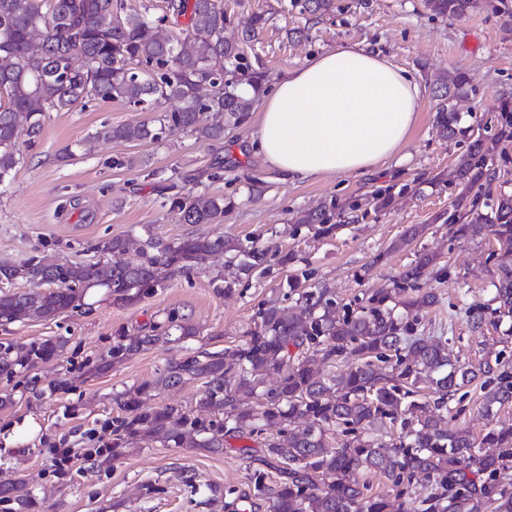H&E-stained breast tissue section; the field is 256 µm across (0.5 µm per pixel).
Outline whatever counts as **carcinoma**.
I'll list each match as a JSON object with an SVG mask.
<instances>
[{"mask_svg": "<svg viewBox=\"0 0 512 512\" xmlns=\"http://www.w3.org/2000/svg\"><path fill=\"white\" fill-rule=\"evenodd\" d=\"M305 15H325L334 0H290ZM440 17L461 19L482 0H426ZM114 0H0V182L24 161L21 145L34 144L47 112L78 103L120 100L156 117L151 122L111 126L106 140L161 142L178 133L217 139L221 118H246L263 91L265 73L253 68L243 44L256 39L265 17L256 14L241 37L225 31L233 24L222 0H167L163 13H121ZM188 18L175 30V21ZM460 72L444 83L436 108L439 132L466 136L458 125L453 98L465 92ZM512 134V111L503 108L501 127L493 137L469 144L468 158L448 173V185L467 193L491 181L488 162L499 141ZM232 207L206 193L178 202L185 224H222ZM458 225L465 240L495 238L493 295L469 308L475 331L487 318L512 337V195H501ZM336 203L303 214L299 224H317L332 233ZM152 253L134 265L98 261L73 265L53 255H33L20 263H0V319H50L75 309L83 294L106 288L131 302L146 288L188 272L215 254L233 253L238 267L251 274L265 253L238 240L206 236L178 241L152 238ZM424 254L402 274L395 288L379 291L371 304L336 314L327 289L309 292L307 273L295 274L288 288L299 304L284 309L271 304L259 310L260 322L246 340L228 354L193 355L169 362L158 375L127 392L123 409L130 416L112 423V458L137 441H160L178 448L224 450V438H247L264 448L267 464L282 480L255 483L256 496L271 512H391L386 496H367L358 474L372 469L393 486L412 482L418 474L433 479L419 512H512V427L490 429L476 440L448 424V398L462 385L494 382L484 409L512 403V371L496 356L462 365L439 340L412 336L414 312L436 302L432 293L408 295L434 266ZM33 288L11 292L17 280ZM396 300V305L386 302ZM132 336L112 348V361L149 343ZM61 340L28 348L0 347V373L33 367L58 356ZM344 362L339 374L320 378L318 364ZM238 373L236 386L226 376ZM190 379L207 384L199 406L222 416L207 424L172 407L141 409L143 399ZM336 424L351 427L353 437L332 444L327 431ZM20 509L36 507L21 482L0 485V503Z\"/></svg>", "mask_w": 512, "mask_h": 512, "instance_id": "1", "label": "carcinoma"}]
</instances>
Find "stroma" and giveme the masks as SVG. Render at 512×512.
Returning <instances> with one entry per match:
<instances>
[{"mask_svg":"<svg viewBox=\"0 0 512 512\" xmlns=\"http://www.w3.org/2000/svg\"><path fill=\"white\" fill-rule=\"evenodd\" d=\"M320 18L292 10L289 0H224L237 27L253 14L266 24L246 55L275 85L312 56L343 44H362L411 70L423 88L417 122L398 160L356 175L291 184L268 164L255 141V119L224 120V134L204 139L179 134L160 143L104 141V127L151 120L120 101H93L46 113L24 161L0 183V262L19 263L53 254L77 264L105 257L104 243L116 237L145 242L187 236L253 241L266 252L252 274H239L232 255L147 290L136 301L114 300L104 288L88 290L78 308L57 318L0 322V344L30 346L64 340L61 356L36 367L0 375V393L13 403L0 409V483L25 481L36 512H269L255 498L256 473L267 483L259 446L227 439L224 450L166 447L139 442L115 460H78L64 477L50 466V450L96 448L111 442L112 422L125 412L119 393L153 379L167 362L200 352H221L242 343L255 329L259 310L271 302L293 304L288 277L305 272L307 290L328 289L337 309L367 305L379 289L392 287L420 255L437 263L420 280L436 301L418 313L415 333L445 343L460 364L500 353L512 365V341L502 329L473 331L467 309L492 296L495 240L456 238L457 188L446 180L468 149L467 139H446L436 127L434 82L439 74L463 72L466 95L458 102L460 124L490 136L499 129L504 103L512 104V13L483 8L461 19L435 16L425 0H337ZM491 183L474 187L471 200L512 194V140L502 141L489 162ZM204 192L233 201L220 224H184L177 202ZM392 204L375 211L378 193ZM335 202L332 236L299 223V216ZM115 263H137V250L107 255ZM196 326L178 338L169 317ZM125 336L153 342L109 364L112 347ZM203 380H189L152 397L145 409L172 406L211 420L197 401ZM483 391L457 394V426L482 437L495 426H512V405L493 414L482 408ZM224 497L208 502L209 488Z\"/></svg>","mask_w":512,"mask_h":512,"instance_id":"obj_1","label":"stroma"}]
</instances>
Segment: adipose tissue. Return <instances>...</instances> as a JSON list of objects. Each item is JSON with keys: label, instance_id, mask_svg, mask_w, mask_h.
<instances>
[{"label": "adipose tissue", "instance_id": "obj_1", "mask_svg": "<svg viewBox=\"0 0 512 512\" xmlns=\"http://www.w3.org/2000/svg\"><path fill=\"white\" fill-rule=\"evenodd\" d=\"M422 91L410 72L349 44L289 71L265 97L255 139L292 183L385 165L416 124Z\"/></svg>", "mask_w": 512, "mask_h": 512}]
</instances>
